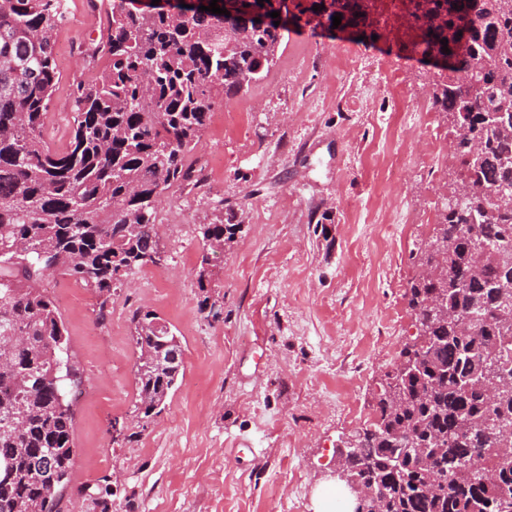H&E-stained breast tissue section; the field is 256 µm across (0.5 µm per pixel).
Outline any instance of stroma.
Listing matches in <instances>:
<instances>
[{"label": "stroma", "instance_id": "obj_1", "mask_svg": "<svg viewBox=\"0 0 512 512\" xmlns=\"http://www.w3.org/2000/svg\"><path fill=\"white\" fill-rule=\"evenodd\" d=\"M112 0H67L52 35L58 73L44 139L63 148L72 90L104 64L94 50ZM384 29L360 43L304 27L267 75L218 112L186 164L191 176L157 208L159 265L135 270L102 302L54 272V298L84 372L77 448L63 512H319L334 451L376 419L375 391L415 334L411 253L432 232L451 182L444 115L410 111L391 67L429 102L428 76ZM240 226L199 288L198 225ZM106 318H99L100 308ZM164 319L184 348L165 410L134 418V312Z\"/></svg>", "mask_w": 512, "mask_h": 512}]
</instances>
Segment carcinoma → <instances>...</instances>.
<instances>
[{
	"mask_svg": "<svg viewBox=\"0 0 512 512\" xmlns=\"http://www.w3.org/2000/svg\"><path fill=\"white\" fill-rule=\"evenodd\" d=\"M423 42L404 51L460 56L429 76L433 107L456 142L453 183L481 190L443 197L418 265L441 268L411 282L409 306L423 339L400 356L416 362L381 388L378 418L363 430L350 476L377 494L376 512H512V468L494 462L512 426V389L487 399L489 369L512 379V0H411ZM284 17L241 26L233 16L180 4L112 7L108 64L73 90L74 126L61 150L44 140L57 81L52 33L66 0H0V512H60L76 456L74 402L82 372L66 328L40 284L64 274L105 299L137 268L157 264L156 204L190 177L186 153L216 100L239 94L273 64L290 26L366 27L373 0H250ZM469 38L457 53L458 29ZM448 44H441V41ZM224 214L199 225V287L211 284V255L233 241ZM471 319L469 333L426 304ZM139 352L173 355L136 368L141 418L162 413L184 375V349L157 314L137 313ZM436 463L430 482L418 450Z\"/></svg>",
	"mask_w": 512,
	"mask_h": 512,
	"instance_id": "1",
	"label": "carcinoma"
}]
</instances>
